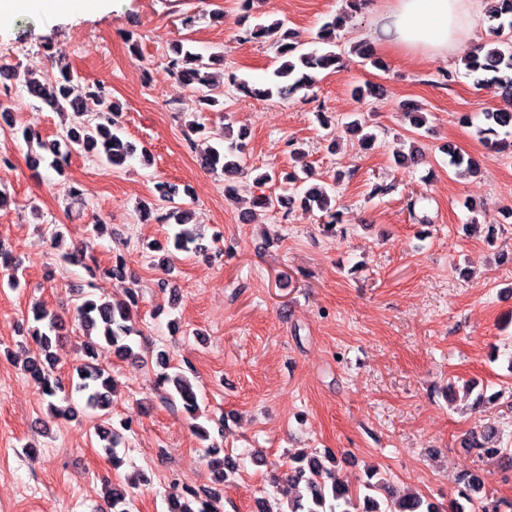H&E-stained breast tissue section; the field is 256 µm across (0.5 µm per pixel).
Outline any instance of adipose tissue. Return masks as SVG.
<instances>
[{
    "instance_id": "obj_1",
    "label": "adipose tissue",
    "mask_w": 512,
    "mask_h": 512,
    "mask_svg": "<svg viewBox=\"0 0 512 512\" xmlns=\"http://www.w3.org/2000/svg\"><path fill=\"white\" fill-rule=\"evenodd\" d=\"M482 0H389L381 14L382 47L442 59L474 38Z\"/></svg>"
}]
</instances>
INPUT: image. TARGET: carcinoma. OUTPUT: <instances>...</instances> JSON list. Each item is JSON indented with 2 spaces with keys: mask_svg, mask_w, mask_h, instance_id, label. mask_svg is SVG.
I'll use <instances>...</instances> for the list:
<instances>
[{
  "mask_svg": "<svg viewBox=\"0 0 512 512\" xmlns=\"http://www.w3.org/2000/svg\"><path fill=\"white\" fill-rule=\"evenodd\" d=\"M493 6L488 10L489 38L486 41L487 50L481 56L474 55L464 59V67L469 75L474 77L475 85L479 88L493 89L507 100H512V0H490ZM346 16L339 15L325 22L320 28L317 40L328 45L321 53L306 51L294 43L287 42L288 33L281 32L283 23L276 21L265 25L257 23L246 31V38L252 40L269 39L277 46L280 65L273 72V80L257 88L235 73L222 72L218 75L210 72L211 66L224 61V51L211 54L209 57L183 48L177 44L173 48L174 58L169 60L175 82L182 88H191L199 94L201 103L215 106L224 96V88H233L248 93L257 98H270L274 95L288 97L300 90H310L316 83L315 73L336 69L339 57L331 50L335 45L336 30L343 26ZM9 78L20 85L28 97L38 104L60 114L73 117L74 125L66 130L63 141L46 144L37 142L39 148L47 150L53 156L55 167H61L71 150L78 148L97 156L112 167L123 166L137 152L136 145L128 140L117 122L119 107L112 98L97 89L91 92L96 97L98 111L93 118L86 117L84 96L73 93V85L84 81V78L69 65L61 67V79L58 84L50 86L43 83L32 72L14 66L9 71ZM482 125L478 128L481 138L494 145L500 144V134H512V111H485L482 113ZM247 131L241 130L238 138L231 137L229 125L214 130V144L200 153V162L205 168L224 173V196H236L238 178L245 172L244 156L246 155ZM261 182L277 181L285 184L283 192L272 195H261L257 198L256 206L277 211L288 207V193L304 191L302 201L309 208H317L329 218L327 225L336 223V213L332 212V197L329 187L313 185L304 188L307 177L296 171L264 173L259 177ZM156 207L142 205V218L154 219L165 223L174 220L177 226L172 239L173 248L182 252H200L205 247L199 242L198 233L190 227V213L187 210L173 209L161 216H153ZM0 260L8 271L7 285L17 288L20 285L18 264L12 252L0 246ZM137 295L130 291L127 298L117 301L96 300L87 295L76 305L77 318L84 331L87 341L84 353L88 360L75 368L77 381L63 382L54 374L49 347L51 333L56 331L58 320L43 305L32 307L34 326L29 332L31 340L40 348L41 353L29 358L24 364V371L39 386L41 395L50 399L57 397L66 403L60 407L49 403L54 416L72 419L77 416V409L71 404V394L77 393L84 408L92 413L109 414L112 407V396L115 385L109 374L95 363L89 361L93 357L96 345L104 342L111 346L120 358L135 356L134 336L138 335L135 327L133 306L136 305ZM157 364L162 372L157 374L156 382L171 384L175 397L183 405L185 411L192 415L198 406L197 395L189 379L176 372L169 374L170 358L161 353ZM133 418L127 417L120 422V427H112L100 434V440L105 442V448L112 454V462H119L116 448L122 443V431H128ZM498 437L495 426L488 424L478 431H473L468 439L469 446L480 450L487 447L490 440ZM221 448L216 444L207 447L210 465L223 478L237 473V468L219 457ZM296 465L289 466L288 482L295 493L288 499L287 507L277 506L272 509L264 507L263 512H441L433 502L425 500L418 493L394 495L387 490L384 478L378 476L375 469L368 471L366 480L362 483V493H353L348 486L336 477V470L326 467L316 457L308 461L294 459ZM466 499L482 492L484 477L471 473L464 478ZM105 500L112 512H132L133 501L125 488L112 485L107 488ZM169 512H218L217 502L213 499L203 500L197 492L188 488L185 496L172 499Z\"/></svg>",
  "mask_w": 512,
  "mask_h": 512,
  "instance_id": "cac0c4a2",
  "label": "carcinoma"
}]
</instances>
